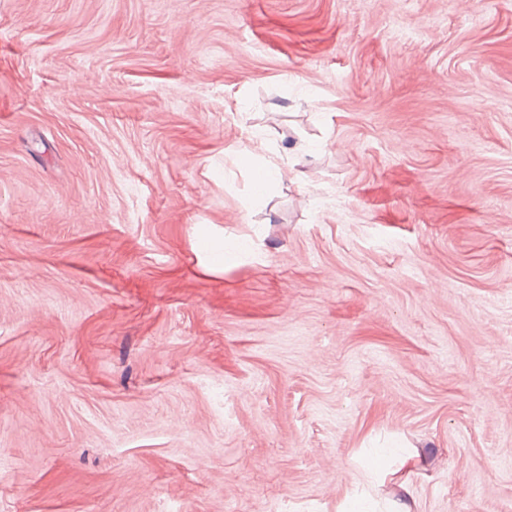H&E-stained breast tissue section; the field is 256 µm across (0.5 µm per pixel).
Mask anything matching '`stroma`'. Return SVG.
<instances>
[{
    "label": "stroma",
    "instance_id": "1",
    "mask_svg": "<svg viewBox=\"0 0 512 512\" xmlns=\"http://www.w3.org/2000/svg\"><path fill=\"white\" fill-rule=\"evenodd\" d=\"M363 493L512 512V0H0V512ZM254 146L237 152L233 162L253 175L250 203L262 201L282 176V165L278 155L265 156L267 149L262 140H254Z\"/></svg>",
    "mask_w": 512,
    "mask_h": 512
}]
</instances>
